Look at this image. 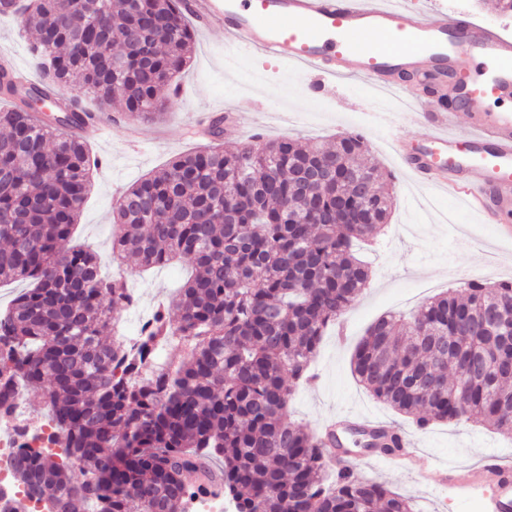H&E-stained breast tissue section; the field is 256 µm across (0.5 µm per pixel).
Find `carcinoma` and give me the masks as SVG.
<instances>
[{
  "instance_id": "1",
  "label": "carcinoma",
  "mask_w": 512,
  "mask_h": 512,
  "mask_svg": "<svg viewBox=\"0 0 512 512\" xmlns=\"http://www.w3.org/2000/svg\"><path fill=\"white\" fill-rule=\"evenodd\" d=\"M11 0L35 37L47 87L76 91L55 122L35 120L39 86L0 89V277L29 280L0 315V418L16 408V381L48 384L39 406L61 452L28 448L13 461L24 494L77 512H186L188 499L224 493L231 512H414L385 484L346 467L327 480L330 443L291 421L288 404L327 329L367 287L355 252L387 223L394 177L359 162L365 139L332 147L260 139L226 153L208 146L174 158L117 200L112 259L147 269L189 256L191 278L153 314L152 344L181 337L184 356L161 369L110 342L127 282L106 280L93 248L68 245L91 186L81 139V95L100 110L115 99L154 121L158 90L188 60L194 32L182 0ZM141 10L140 29L130 26ZM512 309V280L473 278L367 330L351 357L356 379L413 419L475 420L512 439V346L465 320ZM77 468L81 476L71 470Z\"/></svg>"
}]
</instances>
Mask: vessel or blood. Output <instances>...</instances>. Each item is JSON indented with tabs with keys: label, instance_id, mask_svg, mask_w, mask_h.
<instances>
[{
	"label": "vessel or blood",
	"instance_id": "vessel-or-blood-1",
	"mask_svg": "<svg viewBox=\"0 0 512 512\" xmlns=\"http://www.w3.org/2000/svg\"><path fill=\"white\" fill-rule=\"evenodd\" d=\"M198 28H220L225 54L282 58L314 76L313 90L331 77L360 80L381 93L404 92L409 105H428L433 130L409 141L392 135L389 147L416 190L454 194L483 223L512 240V37L472 24L465 15L417 12L391 0H186ZM378 42H367L368 33ZM468 54L475 66L460 69ZM465 114L467 131L455 130ZM407 461L419 475L430 469L415 443L402 438L388 466ZM471 478L491 488L495 512H512V466L484 458Z\"/></svg>",
	"mask_w": 512,
	"mask_h": 512
}]
</instances>
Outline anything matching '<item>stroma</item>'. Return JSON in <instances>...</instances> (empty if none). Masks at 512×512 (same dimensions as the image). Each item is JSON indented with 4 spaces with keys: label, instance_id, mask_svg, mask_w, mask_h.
<instances>
[{
    "label": "stroma",
    "instance_id": "stroma-1",
    "mask_svg": "<svg viewBox=\"0 0 512 512\" xmlns=\"http://www.w3.org/2000/svg\"><path fill=\"white\" fill-rule=\"evenodd\" d=\"M408 4L427 12L466 13L477 23H493L512 34V18L496 11L495 0H408ZM286 81L299 86L303 78L287 60L262 56L240 60L234 77L226 78L222 31L196 32L190 60L175 79L183 90L184 103L179 109L167 110L163 118L144 123L146 137L138 150L126 145L120 125H103L87 137L90 154L102 164L93 172V188L81 208L74 243L111 253L114 199L176 156L202 148V141L188 134L199 114L228 103L236 105L235 123L226 127L220 140L223 150L233 151L248 142L262 108L268 112L264 138L288 137L308 144H329L338 134L360 131V122L370 119L375 110L371 89L357 81L329 86L321 97L298 90L289 100L281 95ZM405 191L404 182H397L390 222L407 225L408 233L384 232L378 244L364 250L372 266L370 283L347 315L344 331L334 330L324 337L312 364L314 377L295 391L290 418L315 433L323 422L354 412L366 413L376 423L400 426L405 433L418 435L422 450L438 468L455 472L456 485L440 486L438 468L423 478L408 469L360 466L361 477L386 482L392 490L412 498L419 512H493L489 491L470 487L467 471L489 452L512 461L511 439L474 421L434 423L416 431L410 418L377 401L351 372L353 348L378 317L411 313L463 279L512 277V244L496 242L494 225L480 223L461 202L443 196L437 204L451 213L453 221L431 222L408 203ZM103 271L124 278L130 288L156 305L184 283L192 262L185 257L144 273L129 262L104 266Z\"/></svg>",
    "mask_w": 512,
    "mask_h": 512
}]
</instances>
